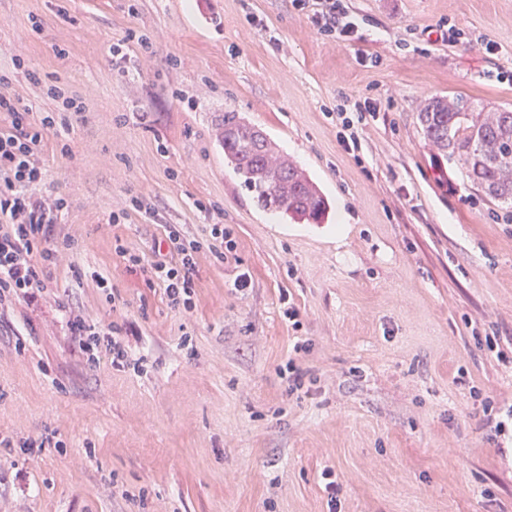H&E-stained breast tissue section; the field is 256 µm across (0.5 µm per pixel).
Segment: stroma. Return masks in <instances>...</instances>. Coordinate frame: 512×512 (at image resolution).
<instances>
[{
    "label": "stroma",
    "instance_id": "obj_1",
    "mask_svg": "<svg viewBox=\"0 0 512 512\" xmlns=\"http://www.w3.org/2000/svg\"><path fill=\"white\" fill-rule=\"evenodd\" d=\"M347 4L349 42L289 0H0V94L70 118L35 151L33 193L67 201L48 291L140 336L139 369L92 366L59 304L0 310V512H512V208L417 121L434 96L512 109V0ZM367 99L352 155L328 112ZM228 110L320 184L327 223L252 207ZM133 195L145 210L113 223ZM217 222L236 251L198 253L189 310L116 251Z\"/></svg>",
    "mask_w": 512,
    "mask_h": 512
}]
</instances>
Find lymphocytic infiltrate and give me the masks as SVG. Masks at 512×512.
I'll return each mask as SVG.
<instances>
[{
    "label": "lymphocytic infiltrate",
    "mask_w": 512,
    "mask_h": 512,
    "mask_svg": "<svg viewBox=\"0 0 512 512\" xmlns=\"http://www.w3.org/2000/svg\"><path fill=\"white\" fill-rule=\"evenodd\" d=\"M297 10L309 13L323 35L350 40L358 25L345 0H291ZM0 112L13 117L12 128L0 132V306L15 299L27 303L49 302L48 270L57 264L60 250L55 242L54 219L66 205L59 195H34L42 179L34 161L44 128L61 123V116L47 114L39 123L30 120L29 107L0 95ZM168 254L150 262L151 279L162 288L172 307L191 309L195 288L196 258L208 249L221 262L236 249L232 232L221 224L210 225L206 241L190 240L178 225L165 230ZM65 324L89 363H97L98 350H106L114 366L127 365L131 349L124 329L110 325L101 330L90 325L73 308L65 310Z\"/></svg>",
    "instance_id": "1"
}]
</instances>
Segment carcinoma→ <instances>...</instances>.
Masks as SVG:
<instances>
[{
	"mask_svg": "<svg viewBox=\"0 0 512 512\" xmlns=\"http://www.w3.org/2000/svg\"><path fill=\"white\" fill-rule=\"evenodd\" d=\"M461 96L429 99L418 112L426 144L458 157L471 182L490 200L512 206V110L470 112ZM220 142L224 165L238 175L253 206L297 224H321L330 203L318 184L242 112H226Z\"/></svg>",
	"mask_w": 512,
	"mask_h": 512,
	"instance_id": "cac0c4a2",
	"label": "carcinoma"
}]
</instances>
